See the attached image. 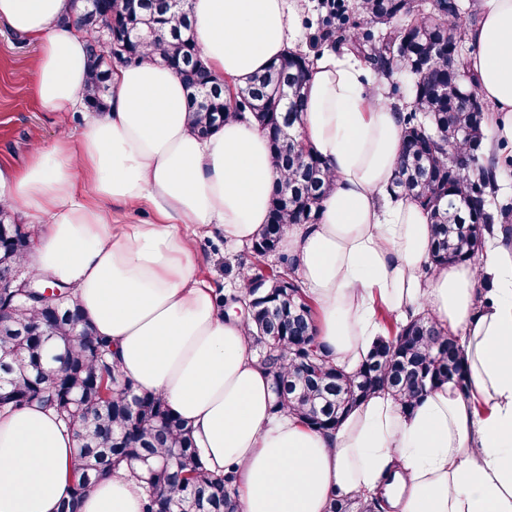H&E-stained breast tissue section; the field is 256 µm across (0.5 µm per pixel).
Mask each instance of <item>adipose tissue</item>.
<instances>
[{
    "label": "adipose tissue",
    "mask_w": 512,
    "mask_h": 512,
    "mask_svg": "<svg viewBox=\"0 0 512 512\" xmlns=\"http://www.w3.org/2000/svg\"><path fill=\"white\" fill-rule=\"evenodd\" d=\"M298 0H191L208 67L241 84L292 48ZM467 65L496 115L484 145L512 141V0H479ZM72 0H0V22L37 45L35 92L54 112L83 107L88 31ZM367 68L323 51L306 78L302 142L334 186L315 224L287 227L281 248L317 310L320 346L354 369L381 334L375 306L427 311L461 336L470 396L446 383L402 412L387 393L354 407L331 435L273 414L268 377L242 320L199 277L195 240L209 229L250 243L280 178L264 132L233 118L199 137L188 92L160 59L112 71L108 108L76 142L35 149L24 170L0 167V202L30 218L36 275L72 285L122 375L161 394L193 429L207 467L234 468L238 512H326L332 495L387 497L392 512H512V252L428 269L431 231L417 202L389 192L402 124L371 101ZM150 208L128 224L113 205ZM73 432L53 414L0 416V512H55L78 466ZM137 468L119 466L83 512H142Z\"/></svg>",
    "instance_id": "1"
}]
</instances>
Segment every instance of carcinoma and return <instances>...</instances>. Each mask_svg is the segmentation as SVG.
<instances>
[{
    "label": "carcinoma",
    "mask_w": 512,
    "mask_h": 512,
    "mask_svg": "<svg viewBox=\"0 0 512 512\" xmlns=\"http://www.w3.org/2000/svg\"><path fill=\"white\" fill-rule=\"evenodd\" d=\"M89 17L74 22L92 35L86 108H107L111 71L156 54L180 75L189 96L188 121L208 136L231 117L250 114L268 139L273 167L281 173L270 200L269 220L246 245L239 268L245 288L218 306L250 305L243 318L251 348L267 372L272 411L295 414L308 428L335 432L358 403L380 393L409 412L435 387L452 382L469 394L465 350L427 312L397 322L375 341L353 371L337 366L316 336V308L279 251L290 224H316L334 176L326 161L295 137L304 111V83L314 58L290 51L244 86L218 80L207 68L192 33L190 10L168 0H97ZM318 39L332 40L367 64L380 79L407 77L403 151L396 188L426 210L432 227L431 267L474 259L483 240L512 227L499 224L512 207H492L498 170L512 157L486 154L488 109L464 100L478 94L464 55L474 14L462 0H321ZM33 231L0 206V272L23 264ZM265 280L266 301L254 302L250 285ZM0 415L38 407L57 415L77 437L78 471L57 512H79L82 499L124 461L145 466L143 512L160 504L170 512H235L234 472H210L188 423L164 398L140 391L121 377L112 343L94 333L70 290L54 301L0 291ZM327 512H385L374 495L333 496Z\"/></svg>",
    "instance_id": "1"
}]
</instances>
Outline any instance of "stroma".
Here are the masks:
<instances>
[{"label": "stroma", "mask_w": 512, "mask_h": 512, "mask_svg": "<svg viewBox=\"0 0 512 512\" xmlns=\"http://www.w3.org/2000/svg\"><path fill=\"white\" fill-rule=\"evenodd\" d=\"M37 47L0 23V165L17 170L31 160L38 145L75 141L84 115L53 112L35 95ZM199 273L212 288L230 294L239 290L238 261L244 249L227 242L221 232L200 236L195 242Z\"/></svg>", "instance_id": "1"}]
</instances>
